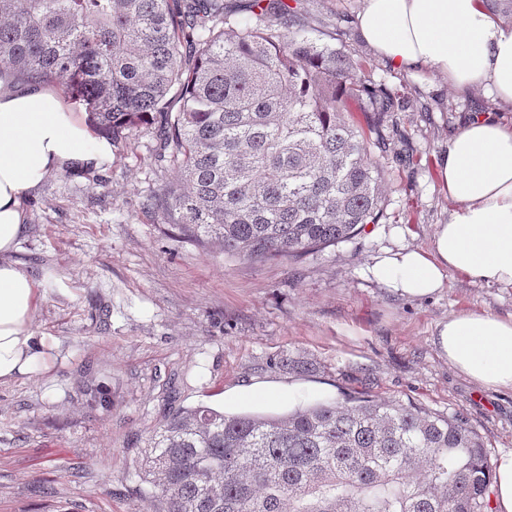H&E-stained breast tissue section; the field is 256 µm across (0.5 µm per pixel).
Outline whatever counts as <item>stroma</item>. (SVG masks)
<instances>
[{
  "label": "stroma",
  "mask_w": 512,
  "mask_h": 512,
  "mask_svg": "<svg viewBox=\"0 0 512 512\" xmlns=\"http://www.w3.org/2000/svg\"><path fill=\"white\" fill-rule=\"evenodd\" d=\"M364 0H296L317 31L342 30L359 78L405 101L395 119L413 150L389 163L385 216L308 256L252 263L190 241L149 199L176 185L149 121L112 149L106 168L50 174L25 197L13 255L42 285L34 329L58 342L38 376L0 385V512H154L136 492L138 453L178 409L223 410L224 390L255 379L306 382L330 400L367 392L467 422L490 459L512 451V391L457 373L433 343L461 309L512 316V290L456 276L440 294L398 296L372 280L384 249L428 247L452 208L437 161L471 112H500L485 92L461 100L430 71L393 70L358 37ZM290 356L309 365L277 367ZM106 391L108 406L93 404Z\"/></svg>",
  "instance_id": "stroma-1"
}]
</instances>
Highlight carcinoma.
Listing matches in <instances>:
<instances>
[{"instance_id":"carcinoma-1","label":"carcinoma","mask_w":512,"mask_h":512,"mask_svg":"<svg viewBox=\"0 0 512 512\" xmlns=\"http://www.w3.org/2000/svg\"><path fill=\"white\" fill-rule=\"evenodd\" d=\"M296 18L287 0H0V79L64 86L114 142L160 116L167 222L229 257L298 259L379 223L385 160L410 154L401 96ZM139 470L156 512H493L465 421L358 392L279 416L181 408Z\"/></svg>"}]
</instances>
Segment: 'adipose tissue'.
<instances>
[{"mask_svg": "<svg viewBox=\"0 0 512 512\" xmlns=\"http://www.w3.org/2000/svg\"><path fill=\"white\" fill-rule=\"evenodd\" d=\"M357 33L394 69L432 71L461 95L485 90L512 107V25L488 0H365ZM112 143L91 136L56 90L0 86V384L47 371L53 342L37 335L40 284L10 261L25 231L22 202L54 170L103 166ZM438 184L453 208L427 248L387 249L373 279L405 298L430 297L452 276L512 288V125L472 114L453 132L438 162ZM440 354L487 390H512V317L461 310L433 334ZM323 388L259 380L224 394L228 413H274L325 397Z\"/></svg>", "mask_w": 512, "mask_h": 512, "instance_id": "obj_1", "label": "adipose tissue"}]
</instances>
